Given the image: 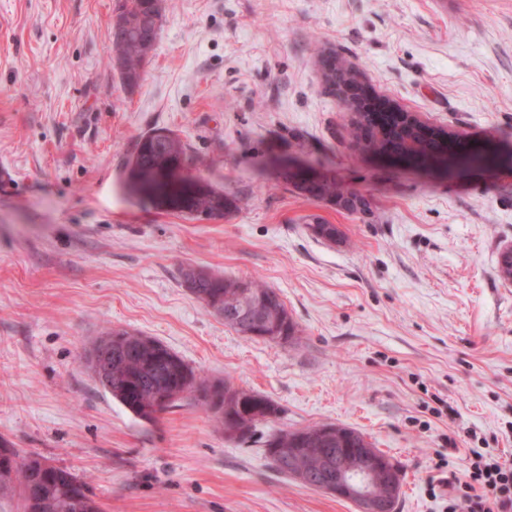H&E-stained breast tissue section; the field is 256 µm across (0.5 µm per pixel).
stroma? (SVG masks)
<instances>
[{
    "label": "stroma",
    "mask_w": 512,
    "mask_h": 512,
    "mask_svg": "<svg viewBox=\"0 0 512 512\" xmlns=\"http://www.w3.org/2000/svg\"><path fill=\"white\" fill-rule=\"evenodd\" d=\"M117 0H0V437L84 478L104 512H357L277 474L266 436L322 423L404 466L398 512L471 449L512 448V170L395 166L353 142L324 85L340 53L382 99L512 143V0H170L135 91L112 66ZM175 131L220 221L128 184L137 138ZM366 196L351 215L286 188L288 160ZM318 216L345 240L316 238ZM277 289L293 344L248 341L181 284L187 266ZM152 336L280 414L239 443L191 392L138 419L83 363L105 330ZM196 189L191 192L172 190L162 198H151L157 208L182 213L197 219L221 220L238 208L235 197L218 190L208 183L193 181Z\"/></svg>",
    "instance_id": "1"
}]
</instances>
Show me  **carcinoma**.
Returning a JSON list of instances; mask_svg holds the SVG:
<instances>
[{
    "label": "carcinoma",
    "mask_w": 512,
    "mask_h": 512,
    "mask_svg": "<svg viewBox=\"0 0 512 512\" xmlns=\"http://www.w3.org/2000/svg\"><path fill=\"white\" fill-rule=\"evenodd\" d=\"M167 0H118L112 19V46L122 84L130 91L140 87L142 66L150 57L159 39ZM360 73L345 64L338 56L327 64L324 81L333 93L357 83ZM389 101H377L362 95L361 115L353 125V138L366 151L397 152L407 139L417 142L422 152L437 155L441 162L451 163L448 153V131L438 127L407 126L398 117L381 111ZM189 162L187 146L178 134L168 129H153L137 141L128 161L131 187L148 185L160 173L173 177L177 183L186 181L181 172ZM285 185L291 186L308 200L325 202L350 214L371 212V203L357 192L343 189L328 178L310 180L288 170L280 173ZM157 208L182 213L197 219L221 220L238 208L235 197L211 185L198 181L191 192L172 190L162 198H152ZM312 233L323 240L336 242V225L317 218L310 225ZM182 285L202 304L224 318V324L247 340H256L275 329L288 344L296 339L298 328L288 312L280 293L254 278H226L202 269L188 267L181 273ZM112 340V399L118 401L136 417L146 422L157 419L155 386L161 371L167 370L177 378L189 379V388L201 393L205 405L211 404L212 394L227 385L225 381H208L178 354L160 340L125 329H111L104 337ZM220 408L214 412L216 425L224 436L237 442L250 440L257 424L280 412L269 398L253 391H242L238 399H219ZM297 430H280L263 442L264 454L273 470L285 477L288 472V449L298 447ZM13 457L16 466L5 471L0 468V490H15L22 512H101V505L86 491L80 499L68 495V487L88 483L64 465L51 467L54 493L51 499L38 495L28 471L36 470L43 456L23 454L13 445L0 439V461Z\"/></svg>",
    "instance_id": "obj_1"
}]
</instances>
